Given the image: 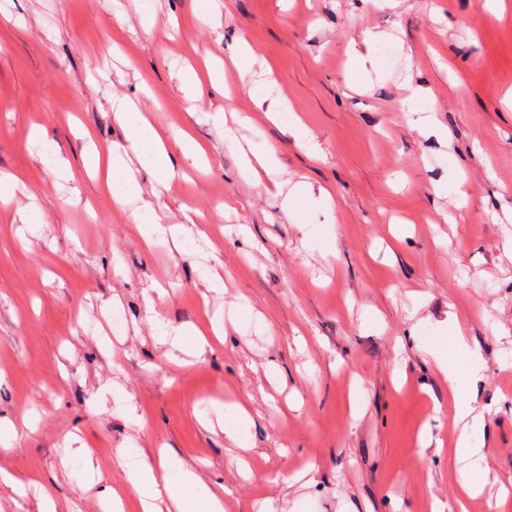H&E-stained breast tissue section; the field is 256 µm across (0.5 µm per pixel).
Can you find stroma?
I'll list each match as a JSON object with an SVG mask.
<instances>
[{"instance_id": "35a3bbf8", "label": "stroma", "mask_w": 512, "mask_h": 512, "mask_svg": "<svg viewBox=\"0 0 512 512\" xmlns=\"http://www.w3.org/2000/svg\"><path fill=\"white\" fill-rule=\"evenodd\" d=\"M216 60L272 92L197 95ZM510 241L512 0H0V512H107L164 453L225 512L454 507L458 332L469 512H512ZM452 346L457 350L461 360L460 366H448L443 358L434 354L436 363L445 371L448 382L461 391L460 399L455 400L451 421L457 429V436L454 442V453L458 460L469 459L481 454L482 448H477L474 443L470 429L482 416V412L474 401L466 398L463 391L476 377L474 370L479 362V353L472 349L465 336L458 334L452 336Z\"/></svg>"}]
</instances>
